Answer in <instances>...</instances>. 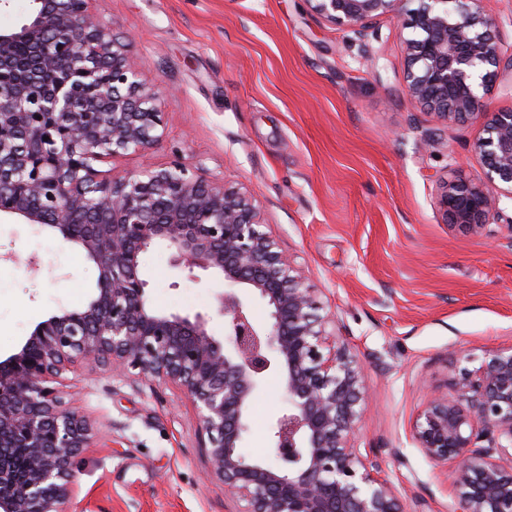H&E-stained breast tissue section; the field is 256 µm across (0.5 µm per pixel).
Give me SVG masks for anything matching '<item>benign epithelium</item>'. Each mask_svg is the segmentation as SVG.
<instances>
[{
	"instance_id": "7a95c632",
	"label": "benign epithelium",
	"mask_w": 512,
	"mask_h": 512,
	"mask_svg": "<svg viewBox=\"0 0 512 512\" xmlns=\"http://www.w3.org/2000/svg\"><path fill=\"white\" fill-rule=\"evenodd\" d=\"M95 2L27 0L20 22L0 28V217L52 231L98 271L82 307L59 308L0 359V512H68L73 459L92 428L53 383L85 363L181 387L208 475L237 512H400L376 455L355 446L366 391L352 347L331 332L333 318L265 230L253 196L178 159L120 177L97 169L153 149L163 112L161 92L142 83ZM308 2L370 57L374 21L404 0ZM417 2L399 13L405 91L442 123L479 124L476 177L446 182L437 199L446 223L479 234L500 199L512 200V108L486 101L512 59L501 58L483 0ZM154 247L192 281L200 271L222 280L211 310L154 306L140 272ZM256 298L269 308L265 325L249 313ZM216 318L221 339L210 331ZM272 374L288 412L271 426L265 459L243 443L253 397ZM412 436L429 460L450 465L457 512H512V346L459 368Z\"/></svg>"
}]
</instances>
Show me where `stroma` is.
Listing matches in <instances>:
<instances>
[{
  "mask_svg": "<svg viewBox=\"0 0 512 512\" xmlns=\"http://www.w3.org/2000/svg\"><path fill=\"white\" fill-rule=\"evenodd\" d=\"M141 80L163 93L165 131L146 154L101 163L114 175L174 158L244 187L267 231L315 288L363 368L368 403L356 432L387 470L403 512H455L448 468L411 426L446 392L460 358L479 365L512 346V201L482 235L445 223L444 182L472 178L473 122L445 125L404 91L397 15L377 19L367 61L351 33L307 0H98ZM435 145L420 146L424 135ZM0 245L38 256L39 272L0 262V356L57 308L81 307L96 267L52 232L0 221ZM157 308L208 310L220 280H180L160 250L141 257ZM65 402L94 426L75 460L73 512H235L206 478L184 391L137 372L82 364L62 375ZM288 408L269 377L253 399L246 450L269 456Z\"/></svg>",
  "mask_w": 512,
  "mask_h": 512,
  "instance_id": "35a3bbf8",
  "label": "stroma"
}]
</instances>
